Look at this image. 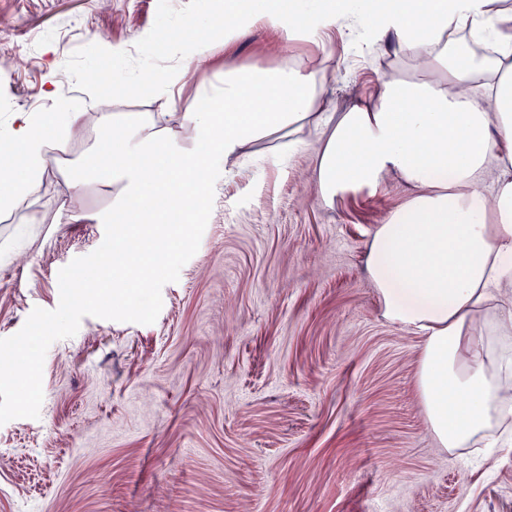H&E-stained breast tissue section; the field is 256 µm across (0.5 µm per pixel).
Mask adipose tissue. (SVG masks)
Instances as JSON below:
<instances>
[{"instance_id":"obj_1","label":"adipose tissue","mask_w":512,"mask_h":512,"mask_svg":"<svg viewBox=\"0 0 512 512\" xmlns=\"http://www.w3.org/2000/svg\"><path fill=\"white\" fill-rule=\"evenodd\" d=\"M281 36L346 26L394 45L418 76H385L375 98L330 115L315 102L323 83L299 67L254 65L224 72L198 92L182 131L161 120L173 87L256 24ZM213 37L184 63L89 90L98 136L69 186L112 190L99 221L131 242L157 224L176 230L200 220L219 164L265 138L320 131L313 178L323 202L348 191L378 192L397 174L404 202L377 225L367 270L385 316L424 335L418 384L429 427L448 450L480 446L493 455L494 428L512 418V9L496 0H225ZM490 43L476 56L457 34ZM154 93L159 112H109L133 89ZM85 111L18 112L0 134V158H16L0 179V210L19 208L46 173V153L83 125ZM191 144L183 146L180 137ZM495 170L492 185L481 175Z\"/></svg>"}]
</instances>
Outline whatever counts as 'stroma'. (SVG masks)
Returning a JSON list of instances; mask_svg holds the SVG:
<instances>
[{
  "label": "stroma",
  "instance_id": "1",
  "mask_svg": "<svg viewBox=\"0 0 512 512\" xmlns=\"http://www.w3.org/2000/svg\"><path fill=\"white\" fill-rule=\"evenodd\" d=\"M222 0H0V129L47 112L44 78L79 107L91 76L135 79L189 54L156 53L148 32L206 20ZM121 47L119 59L105 57ZM317 72L319 111L411 76L391 46L345 26L283 40L256 25L230 56L190 72L170 121L222 83L225 64ZM96 112L66 134L43 182L0 213V338L34 308L55 309L58 273L100 246L93 214L111 189L68 186ZM302 148L261 141L230 163L196 254L161 291L149 325L84 317L43 365L38 418L0 425V512H512V447L482 461L439 447L422 404V336L389 321L367 269L377 224L405 199L351 191L328 206Z\"/></svg>",
  "mask_w": 512,
  "mask_h": 512
}]
</instances>
